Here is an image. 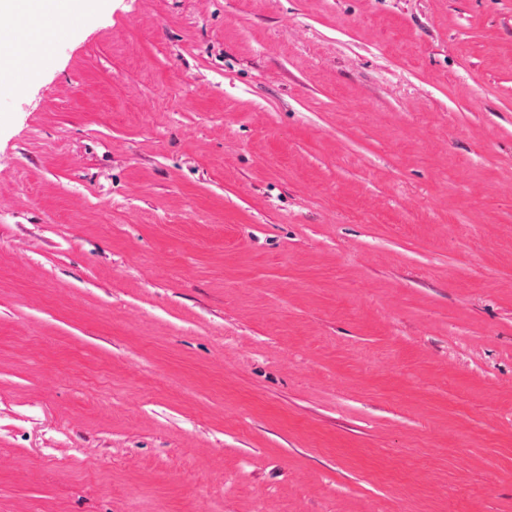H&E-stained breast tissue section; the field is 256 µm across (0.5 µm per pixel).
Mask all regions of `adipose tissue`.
<instances>
[{"mask_svg": "<svg viewBox=\"0 0 512 512\" xmlns=\"http://www.w3.org/2000/svg\"><path fill=\"white\" fill-rule=\"evenodd\" d=\"M78 4L79 0H0V92L15 87L13 59L34 53L17 29L4 25V18L39 17L56 31L75 17Z\"/></svg>", "mask_w": 512, "mask_h": 512, "instance_id": "obj_1", "label": "adipose tissue"}]
</instances>
